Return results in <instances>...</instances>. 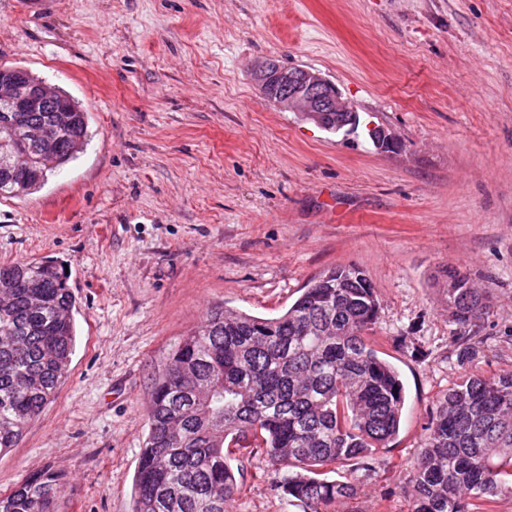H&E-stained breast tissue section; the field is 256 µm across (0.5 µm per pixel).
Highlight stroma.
Here are the masks:
<instances>
[{
  "label": "stroma",
  "instance_id": "obj_1",
  "mask_svg": "<svg viewBox=\"0 0 512 512\" xmlns=\"http://www.w3.org/2000/svg\"><path fill=\"white\" fill-rule=\"evenodd\" d=\"M321 72L399 151L267 101L251 64ZM0 66L90 115L84 151L0 198V265L68 268L76 345L55 399L0 455V494L63 477L57 512H132L155 378L226 306L277 315L358 266L405 387L399 434L339 512H407L438 398L512 369V0H0ZM486 291L471 360L444 269ZM228 512H287L261 459Z\"/></svg>",
  "mask_w": 512,
  "mask_h": 512
}]
</instances>
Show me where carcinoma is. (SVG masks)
<instances>
[{"instance_id":"cac0c4a2","label":"carcinoma","mask_w":512,"mask_h":512,"mask_svg":"<svg viewBox=\"0 0 512 512\" xmlns=\"http://www.w3.org/2000/svg\"><path fill=\"white\" fill-rule=\"evenodd\" d=\"M90 140L89 115L58 89L42 112L0 114V197L39 188ZM450 321L469 335L489 313L470 278L446 271ZM0 454L66 377L75 298L53 262L0 265ZM362 269H332L268 318L220 307L175 346L155 380L133 512H226L242 492L233 461L263 459L278 472L286 506L335 512L355 498L354 474L374 472L399 433L405 403L397 368L366 335L377 319ZM341 470L343 479L328 477ZM409 512H494L512 499V369L469 374L437 400L409 473ZM60 476L33 473L0 512H55Z\"/></svg>"}]
</instances>
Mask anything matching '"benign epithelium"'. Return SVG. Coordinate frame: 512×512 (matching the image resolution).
Listing matches in <instances>:
<instances>
[{
    "label": "benign epithelium",
    "mask_w": 512,
    "mask_h": 512,
    "mask_svg": "<svg viewBox=\"0 0 512 512\" xmlns=\"http://www.w3.org/2000/svg\"><path fill=\"white\" fill-rule=\"evenodd\" d=\"M252 77L262 95L281 110L293 112L303 120L322 124L325 112H349L353 132L359 124L355 105L344 98L336 85L319 72L305 67L286 69L273 59L258 61L252 66ZM0 100L7 104V112H41L50 102V92L29 83L23 74L0 82ZM368 136L379 150H385L396 138L384 127L371 126Z\"/></svg>",
    "instance_id": "obj_1"
}]
</instances>
